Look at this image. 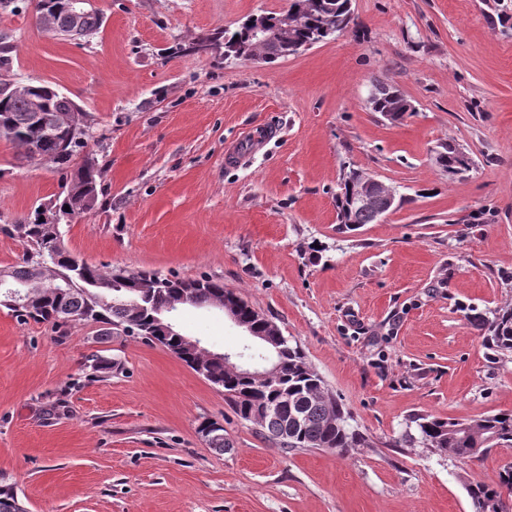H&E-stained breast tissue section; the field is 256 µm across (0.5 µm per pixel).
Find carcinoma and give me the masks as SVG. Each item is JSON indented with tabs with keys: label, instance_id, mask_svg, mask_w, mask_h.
<instances>
[{
	"label": "carcinoma",
	"instance_id": "carcinoma-1",
	"mask_svg": "<svg viewBox=\"0 0 512 512\" xmlns=\"http://www.w3.org/2000/svg\"><path fill=\"white\" fill-rule=\"evenodd\" d=\"M52 17L61 28L70 26L69 0H51ZM283 31L292 23L295 39L319 36V41L331 39L350 22V0H307L301 16L272 14ZM102 24L100 13L88 10L81 23L78 37L91 38ZM241 28L195 36L182 48L196 52L204 45L229 44L241 37ZM288 39L279 43H250L251 53L268 61L285 57ZM33 92L28 85L10 80L0 81V138L24 151V155L70 173L67 192L49 207L34 210L28 221L12 225V232L22 240L25 250L22 263L0 269V276L25 293L21 308H10L21 322L33 320L53 325L64 322H101L127 336H139L159 343L170 351L182 348L181 337L157 334L155 317L158 312L183 306L216 308L224 306L229 290L224 282L210 277L200 279H170L155 272H128L123 269L103 270L73 256L64 246L60 225L75 216L92 210L98 203L102 172L97 166L75 163L89 145L91 136L83 140L65 137L60 121L80 108L54 92L45 93L43 124L38 125L28 112ZM404 98L395 89L382 86L377 99L371 101L374 112L386 118L402 121ZM443 154L435 158L436 166L453 177L470 169L471 159L454 144L441 145ZM357 176L351 170L342 178L336 192V209L342 230L354 231L363 224L377 221L371 210L349 207L347 189ZM69 209H64V206ZM486 343L497 353L512 355V307L503 308L477 324ZM282 363L281 375L275 386L256 390L243 376L212 366L204 379L224 390V402L243 420L255 405L269 406L288 394V406L270 412L256 427L264 436L276 440L284 448H316L346 452L366 443L362 433L349 423V412L341 399L330 391L305 356L289 339L273 352ZM303 416L301 428L284 434L283 423L292 413ZM421 443L435 451L449 452L460 458L479 459L493 448H512V411L466 419H436L417 417L414 420ZM512 488V468H503L498 483H479L470 488L474 512H491L501 489Z\"/></svg>",
	"mask_w": 512,
	"mask_h": 512
}]
</instances>
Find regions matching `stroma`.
I'll use <instances>...</instances> for the list:
<instances>
[{"label": "stroma", "mask_w": 512, "mask_h": 512, "mask_svg": "<svg viewBox=\"0 0 512 512\" xmlns=\"http://www.w3.org/2000/svg\"><path fill=\"white\" fill-rule=\"evenodd\" d=\"M0 13V79L47 84L92 117L98 206L62 227L87 263L223 280L272 319L367 439L347 453L285 449L165 347L93 321L20 323L0 306V486L27 512H473L512 450L479 459L407 441L412 417L512 410V355L475 317L512 306V0H351L335 38L272 63L184 55L289 0H92L91 40ZM413 106L372 111L374 84ZM453 142L473 161L448 177ZM357 168L395 187L386 218L339 231L334 196ZM64 171L0 138V268L10 232L66 193ZM178 330L213 351L244 332L215 308ZM112 359L93 374L91 355ZM223 423L210 448L204 420ZM241 25H239L235 30L230 31L228 29L220 30L214 33H211L207 36H195L193 37L184 48L180 47V50L186 52L187 54L191 52H197L200 47L203 45H217L218 42L222 39L226 41L228 44H233L240 40L242 32ZM234 37H237V40H234Z\"/></svg>", "instance_id": "obj_1"}]
</instances>
